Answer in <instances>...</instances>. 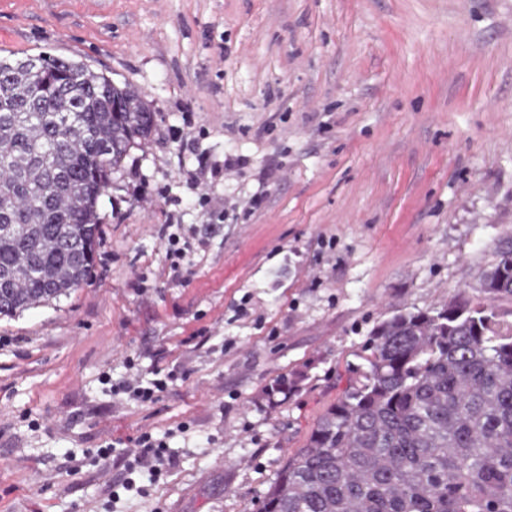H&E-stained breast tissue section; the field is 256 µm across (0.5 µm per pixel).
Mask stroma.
Masks as SVG:
<instances>
[{
	"mask_svg": "<svg viewBox=\"0 0 512 512\" xmlns=\"http://www.w3.org/2000/svg\"><path fill=\"white\" fill-rule=\"evenodd\" d=\"M44 52L157 125L89 279L0 317V512H256L373 325L512 232V0H0V56ZM131 374L172 380L147 405L102 382ZM144 432L175 467L109 499L99 446Z\"/></svg>",
	"mask_w": 512,
	"mask_h": 512,
	"instance_id": "obj_1",
	"label": "stroma"
}]
</instances>
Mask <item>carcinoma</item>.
I'll return each mask as SVG.
<instances>
[{
	"label": "carcinoma",
	"mask_w": 512,
	"mask_h": 512,
	"mask_svg": "<svg viewBox=\"0 0 512 512\" xmlns=\"http://www.w3.org/2000/svg\"><path fill=\"white\" fill-rule=\"evenodd\" d=\"M142 94L88 65L0 59V316L92 273L97 205L152 135ZM512 236L474 293L379 321L258 512H512Z\"/></svg>",
	"instance_id": "obj_1"
}]
</instances>
